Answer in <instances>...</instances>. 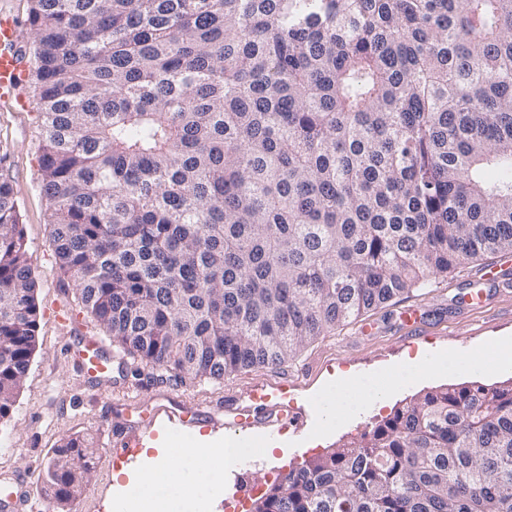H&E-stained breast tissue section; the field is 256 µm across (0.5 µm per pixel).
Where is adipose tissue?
<instances>
[{
	"instance_id": "adipose-tissue-1",
	"label": "adipose tissue",
	"mask_w": 512,
	"mask_h": 512,
	"mask_svg": "<svg viewBox=\"0 0 512 512\" xmlns=\"http://www.w3.org/2000/svg\"><path fill=\"white\" fill-rule=\"evenodd\" d=\"M461 368L473 372L511 370L512 343L502 342L481 356L467 359L421 349L392 368L363 374L341 372L325 382L314 400L321 406L322 422L329 430L383 407L398 388ZM252 447L261 448L267 455L274 449L273 443L252 438L241 442L233 454L224 450L221 443L201 435L173 447L160 444L157 458L148 460L136 485L119 491L113 498V512H197L201 499L218 490L225 467Z\"/></svg>"
}]
</instances>
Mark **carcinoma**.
<instances>
[{
  "mask_svg": "<svg viewBox=\"0 0 512 512\" xmlns=\"http://www.w3.org/2000/svg\"><path fill=\"white\" fill-rule=\"evenodd\" d=\"M59 268L174 377L277 367L469 260L512 253V0H32ZM40 309L0 178V418ZM93 451L45 482L82 494ZM251 512H512V381L414 398Z\"/></svg>",
  "mask_w": 512,
  "mask_h": 512,
  "instance_id": "carcinoma-1",
  "label": "carcinoma"
}]
</instances>
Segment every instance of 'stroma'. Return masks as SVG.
<instances>
[{
	"label": "stroma",
	"instance_id": "obj_1",
	"mask_svg": "<svg viewBox=\"0 0 512 512\" xmlns=\"http://www.w3.org/2000/svg\"><path fill=\"white\" fill-rule=\"evenodd\" d=\"M40 144L35 112L0 107V175H6L14 189L40 306L35 355L11 413L0 420V480L30 476L39 512H107L113 488L126 484L127 469L138 466L134 459L114 462L112 436L135 433L152 443L167 434V420L147 428L140 424L155 405L176 406L189 417L198 405L220 404L229 396L243 399L255 384L265 383L271 387L273 404L288 413L311 414L309 428L314 431L321 420L313 414L310 397L336 372L365 373L401 362L422 348L466 357L512 338V293L489 287L484 279L505 257L487 255L457 266L432 288L401 296L320 337L277 368L256 367L215 383L169 376L129 356L113 368L110 381L91 383L66 348L82 335L101 337L105 331L82 310L71 280L56 262L49 202L41 190ZM480 289L486 293L481 301L475 297ZM407 310L420 319L419 338L407 334L402 321ZM441 385L436 379L404 388L386 406L363 414L316 447L294 444L285 452L274 450L269 458L253 453L242 457L223 488L203 502L202 512H227L228 505L238 501L251 505L256 490H267L304 460L336 448L341 440L370 429L412 398ZM127 395L137 399V412L122 409ZM69 435L92 441L93 469L83 495L64 504L48 489L43 473L60 439Z\"/></svg>",
	"mask_w": 512,
	"mask_h": 512
}]
</instances>
